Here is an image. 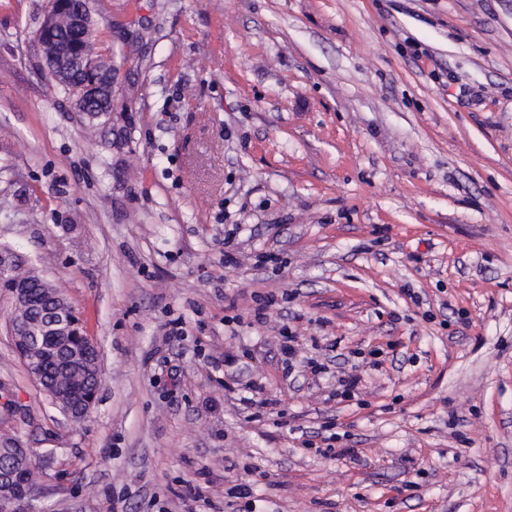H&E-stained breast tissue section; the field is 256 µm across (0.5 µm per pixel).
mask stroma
<instances>
[{
  "mask_svg": "<svg viewBox=\"0 0 512 512\" xmlns=\"http://www.w3.org/2000/svg\"><path fill=\"white\" fill-rule=\"evenodd\" d=\"M90 7L118 70L94 121L44 73L49 0H0V247L62 290L105 377L66 419L0 288L29 512H238L240 482L251 512H512V0ZM285 325L320 381L278 366ZM243 349L280 416L227 401ZM351 371L358 401L330 399ZM329 420L359 461L304 447Z\"/></svg>",
  "mask_w": 512,
  "mask_h": 512,
  "instance_id": "1",
  "label": "stroma"
}]
</instances>
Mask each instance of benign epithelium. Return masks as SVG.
Masks as SVG:
<instances>
[{
    "label": "benign epithelium",
    "mask_w": 512,
    "mask_h": 512,
    "mask_svg": "<svg viewBox=\"0 0 512 512\" xmlns=\"http://www.w3.org/2000/svg\"><path fill=\"white\" fill-rule=\"evenodd\" d=\"M94 26L87 0H49V9L33 33L48 78L76 97L85 115L95 118L111 114L114 96V69L95 57L86 42ZM27 282L12 288L13 311L8 329L14 347L24 362L29 377L40 386L61 413L70 421L87 418L96 404L99 389L88 380L101 376V353L97 343L81 326L68 329L63 336H33L34 322L28 299ZM79 368L82 380L60 388V380ZM13 464L0 470V512H25L22 503L34 490L33 449L7 438L0 443V455Z\"/></svg>",
    "instance_id": "benign-epithelium-1"
}]
</instances>
